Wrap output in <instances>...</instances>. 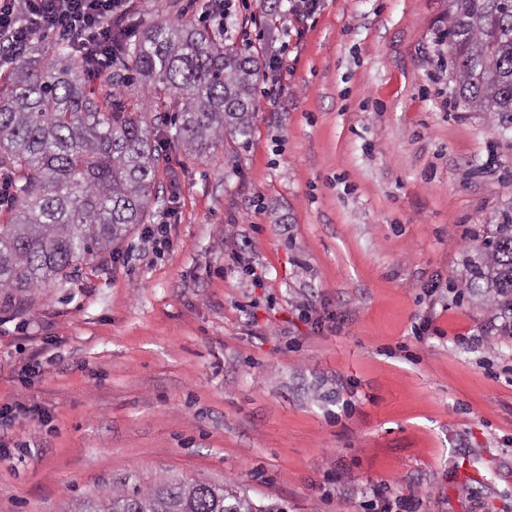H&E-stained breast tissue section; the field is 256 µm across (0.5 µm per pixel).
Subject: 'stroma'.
<instances>
[{
  "mask_svg": "<svg viewBox=\"0 0 512 512\" xmlns=\"http://www.w3.org/2000/svg\"><path fill=\"white\" fill-rule=\"evenodd\" d=\"M140 0L278 59L248 143L169 150L72 277L0 290V512L206 480L286 512H512V331L461 286L512 129L454 97L448 0ZM176 219H169L168 208ZM432 319L434 331L415 336Z\"/></svg>",
  "mask_w": 512,
  "mask_h": 512,
  "instance_id": "35a3bbf8",
  "label": "stroma"
}]
</instances>
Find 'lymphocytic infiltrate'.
<instances>
[{
	"mask_svg": "<svg viewBox=\"0 0 512 512\" xmlns=\"http://www.w3.org/2000/svg\"><path fill=\"white\" fill-rule=\"evenodd\" d=\"M134 0H0V62L10 64L36 36L68 39L87 61L111 60L118 36L133 37L125 17Z\"/></svg>",
	"mask_w": 512,
	"mask_h": 512,
	"instance_id": "lymphocytic-infiltrate-1",
	"label": "lymphocytic infiltrate"
}]
</instances>
